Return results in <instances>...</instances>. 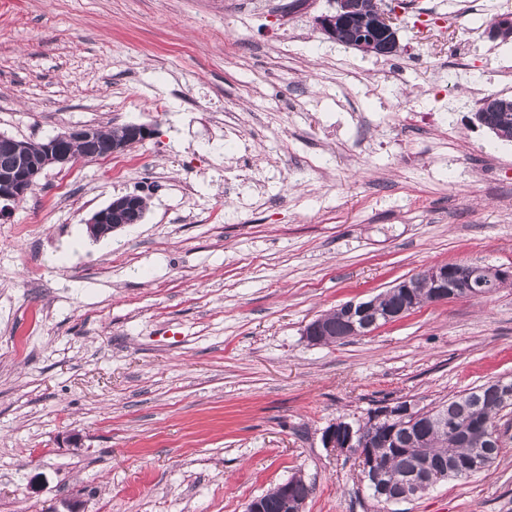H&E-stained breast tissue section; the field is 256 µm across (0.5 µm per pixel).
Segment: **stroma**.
<instances>
[{
	"instance_id": "1",
	"label": "stroma",
	"mask_w": 512,
	"mask_h": 512,
	"mask_svg": "<svg viewBox=\"0 0 512 512\" xmlns=\"http://www.w3.org/2000/svg\"><path fill=\"white\" fill-rule=\"evenodd\" d=\"M400 50L327 39L336 0H0V131L145 124L48 168L0 212V512H246L292 476L304 512H512V408L485 471L393 504L323 432L512 380V285L368 336L305 326L419 269L512 268V0H385ZM140 223L95 238L114 198ZM484 99V100H483ZM479 104L478 109L474 112V120L481 126L486 125L485 112H494L493 121L498 125L500 133L498 137L511 140L512 139V112L509 111V105L500 95H489L484 97ZM140 201L142 212L145 214L147 204L142 196H137ZM137 199L132 196H125L116 201H111L106 207L97 211L88 225L90 230H107L104 234L123 227L126 224H137L143 219ZM349 302L350 301H347L327 313L329 320L326 317L319 316L309 322L303 331L306 340L312 345L324 344L326 340L330 338V331L334 328L332 323H336V336L341 335L344 328V321L346 320L347 304Z\"/></svg>"
}]
</instances>
